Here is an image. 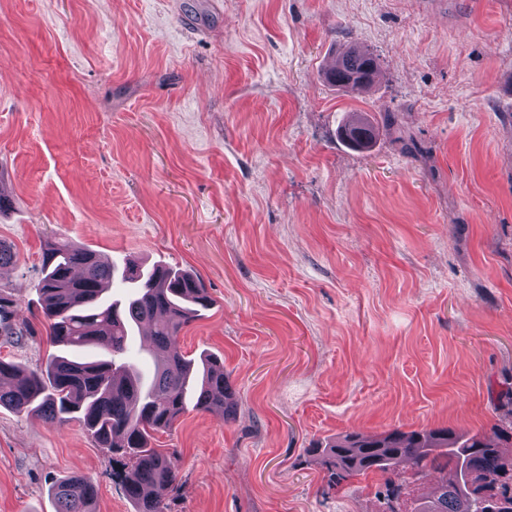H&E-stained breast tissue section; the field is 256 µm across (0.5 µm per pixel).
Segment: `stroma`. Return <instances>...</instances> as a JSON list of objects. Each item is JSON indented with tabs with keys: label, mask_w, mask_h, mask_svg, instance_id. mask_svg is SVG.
Listing matches in <instances>:
<instances>
[{
	"label": "stroma",
	"mask_w": 512,
	"mask_h": 512,
	"mask_svg": "<svg viewBox=\"0 0 512 512\" xmlns=\"http://www.w3.org/2000/svg\"><path fill=\"white\" fill-rule=\"evenodd\" d=\"M350 45L380 67L360 94L323 76ZM2 187L0 359L59 352L54 235L203 280L180 346L237 412L156 434L172 512H383L386 474L331 488L307 448L511 418L512 0H0ZM67 475L134 512L78 421L0 407V512H55Z\"/></svg>",
	"instance_id": "35a3bbf8"
}]
</instances>
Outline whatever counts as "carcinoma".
Here are the masks:
<instances>
[{"instance_id":"carcinoma-1","label":"carcinoma","mask_w":512,"mask_h":512,"mask_svg":"<svg viewBox=\"0 0 512 512\" xmlns=\"http://www.w3.org/2000/svg\"><path fill=\"white\" fill-rule=\"evenodd\" d=\"M342 66L324 73L332 86L350 93L368 89L378 75L372 53L350 46ZM355 147L368 146L373 127H344ZM42 313L50 341L61 352L45 368L25 370L0 361V407L46 420L79 421L103 451L112 455L125 496L134 512H168L177 474L169 458L151 446L153 433L167 430L186 412L231 418L236 407L224 375V361L212 355L190 358L180 348V333L209 309L201 279L164 264L150 268L127 261L119 268L88 246L67 237L45 245L40 280ZM157 314L146 351L154 373L144 377L141 351L131 340L139 324ZM512 432L497 425L489 433L461 436L448 428L398 429L366 436L348 433L327 448H307L341 482L373 471L387 472L400 462L413 474L439 471L433 492L411 512H485L472 498V474L498 472L505 464L502 445ZM56 512H95L97 486L85 476L63 477L51 489Z\"/></svg>"}]
</instances>
